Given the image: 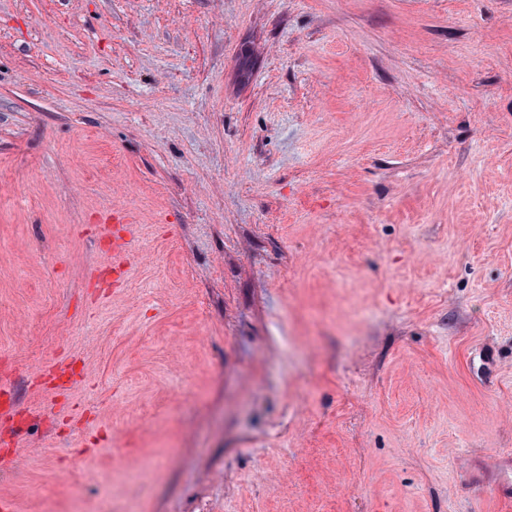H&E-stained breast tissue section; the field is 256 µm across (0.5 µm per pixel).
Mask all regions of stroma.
Here are the masks:
<instances>
[{
    "label": "stroma",
    "instance_id": "35a3bbf8",
    "mask_svg": "<svg viewBox=\"0 0 512 512\" xmlns=\"http://www.w3.org/2000/svg\"><path fill=\"white\" fill-rule=\"evenodd\" d=\"M1 358L18 512H512V0H0ZM125 237L117 235L113 241L112 268L113 274L117 276L115 282L126 278L131 268L130 257L133 254V241L127 240Z\"/></svg>",
    "mask_w": 512,
    "mask_h": 512
}]
</instances>
